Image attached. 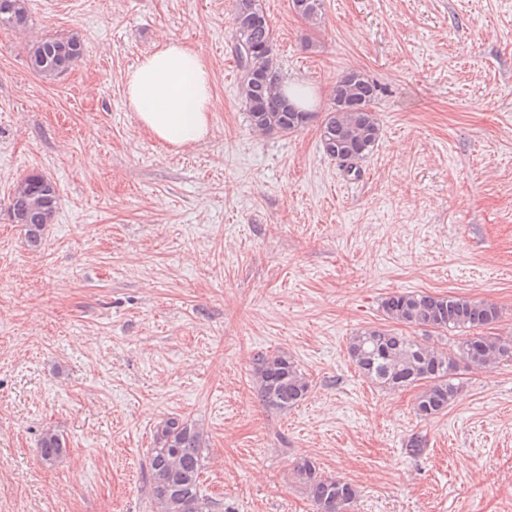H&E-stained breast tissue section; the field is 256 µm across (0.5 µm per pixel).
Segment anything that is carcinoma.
Returning a JSON list of instances; mask_svg holds the SVG:
<instances>
[{
    "label": "carcinoma",
    "mask_w": 512,
    "mask_h": 512,
    "mask_svg": "<svg viewBox=\"0 0 512 512\" xmlns=\"http://www.w3.org/2000/svg\"><path fill=\"white\" fill-rule=\"evenodd\" d=\"M308 3L300 17L311 25L320 24L324 0ZM28 22L26 0H0V28L23 30ZM232 31L242 73L240 98L252 128L260 133H288L314 121L317 113L290 112L282 98L275 38L263 0H234ZM84 53V44L76 36L41 38L30 45L27 64L40 76L53 79L58 71L71 69ZM379 92V86L360 71H350L336 81L333 106L320 123L326 156L352 154L361 161L373 153L381 135L372 111ZM59 198L57 184L40 173L28 174L14 185L10 217L24 227L30 247L42 245ZM381 307L387 319L397 324L427 327L439 334L468 333L449 348L429 346L384 327L364 329L349 341V356L365 378L390 391L419 388L414 410L425 420L444 414L455 400L459 364L486 369L512 358L511 340L482 332L501 317L498 307L487 301L406 291L387 296ZM253 376L258 399L273 409L295 408L309 392L307 377L284 352L259 355ZM205 445V431L197 423L176 416L158 423L147 478L159 512H219L220 503L201 488ZM65 452L66 443L58 433H42L39 455L44 463L57 462ZM294 475L315 512H346L359 497L353 485L323 474L310 459L297 461Z\"/></svg>",
    "instance_id": "carcinoma-1"
}]
</instances>
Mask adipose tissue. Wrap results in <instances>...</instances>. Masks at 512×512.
<instances>
[{
    "instance_id": "obj_1",
    "label": "adipose tissue",
    "mask_w": 512,
    "mask_h": 512,
    "mask_svg": "<svg viewBox=\"0 0 512 512\" xmlns=\"http://www.w3.org/2000/svg\"><path fill=\"white\" fill-rule=\"evenodd\" d=\"M125 85L140 125L165 146L178 150L209 134L211 77L195 46L162 38L127 72Z\"/></svg>"
}]
</instances>
